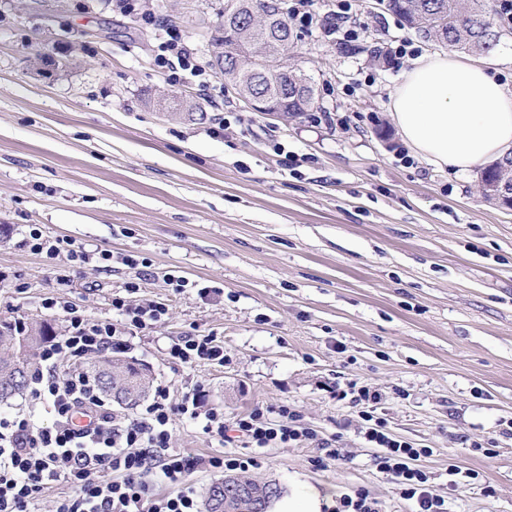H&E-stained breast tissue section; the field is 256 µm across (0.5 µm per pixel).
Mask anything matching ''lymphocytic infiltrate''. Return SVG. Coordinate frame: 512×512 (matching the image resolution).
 I'll use <instances>...</instances> for the list:
<instances>
[{
  "mask_svg": "<svg viewBox=\"0 0 512 512\" xmlns=\"http://www.w3.org/2000/svg\"><path fill=\"white\" fill-rule=\"evenodd\" d=\"M27 246L49 258L66 255L70 261L87 264L110 261L106 250H76L70 239L44 236L31 227ZM139 285L129 282L125 292L113 296L112 308L119 322L93 320L68 302L50 298L45 307L62 311L64 329L40 349L41 368L29 385L31 401L47 407L54 420L40 425L32 414L17 412L0 417V512H38L40 497L48 485L64 481L74 486L72 495L58 498L53 512H199L192 474L196 471H240L260 468V457L194 456L170 446L174 416L185 417L201 427L203 434L220 444L240 442L254 449L279 444H306L317 448V465L345 463L347 454L340 436L324 438L309 427L299 410L282 404L274 408L255 406L232 422H225L223 409L200 411L202 386H194L181 403H173L166 386H157L148 403L132 418L116 420L93 377L84 369L92 356L106 351L131 349L134 336L153 329L168 313L164 303L134 304L127 296ZM170 360L188 367L223 365L224 345L213 334L190 332L170 346ZM67 367L59 376V367ZM363 402L362 434L375 445L377 470L393 479L405 500L417 512H448L444 498L433 493L430 477L420 464L424 448L392 437L371 404L380 393L368 386L357 389ZM91 419L89 426L76 424L78 415ZM172 486L169 494L152 488L153 478Z\"/></svg>",
  "mask_w": 512,
  "mask_h": 512,
  "instance_id": "f902f5d3",
  "label": "lymphocytic infiltrate"
}]
</instances>
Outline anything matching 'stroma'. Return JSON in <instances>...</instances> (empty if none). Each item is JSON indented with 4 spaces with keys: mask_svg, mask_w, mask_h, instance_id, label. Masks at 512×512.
Listing matches in <instances>:
<instances>
[{
    "mask_svg": "<svg viewBox=\"0 0 512 512\" xmlns=\"http://www.w3.org/2000/svg\"><path fill=\"white\" fill-rule=\"evenodd\" d=\"M224 2L0 0V271L12 280L0 287V320L62 333L61 313L43 307L56 296L112 320L113 295L137 282V301L169 311L125 357L173 402L200 383L204 407H223L228 422L258 404H293L350 453L319 467L310 446L261 448L253 478L286 494L299 480L363 489L382 512H414L376 469L359 407L336 397L355 382L381 394L388 433L427 449L422 464L448 512H512V210L481 197L479 170L412 152L390 113L404 67L389 43L409 39L424 54L443 45L383 0H356L361 52L317 26L297 30L291 53L332 122L283 121L225 92L209 64ZM166 30L201 76L158 65ZM149 94L188 95L204 117L149 110ZM219 113L227 125L215 134ZM33 226L111 251L110 267L31 252ZM60 273L70 287H58ZM168 273L189 288L175 290ZM193 329L223 341V366L168 358ZM171 433L173 448L222 450L185 418ZM452 464L478 479L451 483Z\"/></svg>",
    "mask_w": 512,
    "mask_h": 512,
    "instance_id": "stroma-1",
    "label": "stroma"
}]
</instances>
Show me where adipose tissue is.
<instances>
[{
	"label": "adipose tissue",
	"instance_id": "ef3b65f1",
	"mask_svg": "<svg viewBox=\"0 0 512 512\" xmlns=\"http://www.w3.org/2000/svg\"><path fill=\"white\" fill-rule=\"evenodd\" d=\"M391 108L407 143L435 165L465 172L512 156V90L483 60L418 59L402 74Z\"/></svg>",
	"mask_w": 512,
	"mask_h": 512
}]
</instances>
